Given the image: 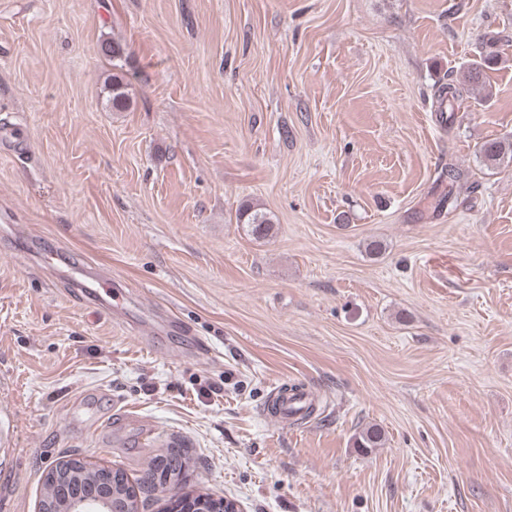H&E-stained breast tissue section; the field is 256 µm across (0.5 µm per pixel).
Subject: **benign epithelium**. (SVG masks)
<instances>
[{
    "label": "benign epithelium",
    "mask_w": 512,
    "mask_h": 512,
    "mask_svg": "<svg viewBox=\"0 0 512 512\" xmlns=\"http://www.w3.org/2000/svg\"><path fill=\"white\" fill-rule=\"evenodd\" d=\"M45 496L40 512H128L129 500L122 472L108 465H93L81 458L61 461L44 476Z\"/></svg>",
    "instance_id": "obj_1"
}]
</instances>
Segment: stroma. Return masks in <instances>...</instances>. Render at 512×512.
I'll return each instance as SVG.
<instances>
[{"instance_id":"1","label":"stroma","mask_w":512,"mask_h":512,"mask_svg":"<svg viewBox=\"0 0 512 512\" xmlns=\"http://www.w3.org/2000/svg\"><path fill=\"white\" fill-rule=\"evenodd\" d=\"M489 51L492 97L440 122ZM4 125L0 512L71 455L162 512L171 454L239 512H512V163L479 157L512 140V0H0ZM283 384L319 414L268 418ZM100 52L103 56L112 60V84L108 88L109 100L112 110L122 112L127 110L133 102V93L130 84L125 80L123 68L120 63L125 56V48L118 41H105L100 45ZM479 154L486 166L497 168L504 162L509 163L512 161V141H487L480 147ZM237 220L240 224H246L247 231L254 239L260 240L268 237L273 225V217L270 213L255 208L249 203H242L238 209ZM176 457L177 456H170L169 458H165V461L163 460L161 464L160 458L152 459L144 468L141 479L143 485L149 484L150 487H156V485L163 487V484L166 483V481L164 483L162 482L163 473L166 474V476L171 473L172 478L178 477L183 469V463ZM160 467L161 472L159 473Z\"/></svg>"}]
</instances>
